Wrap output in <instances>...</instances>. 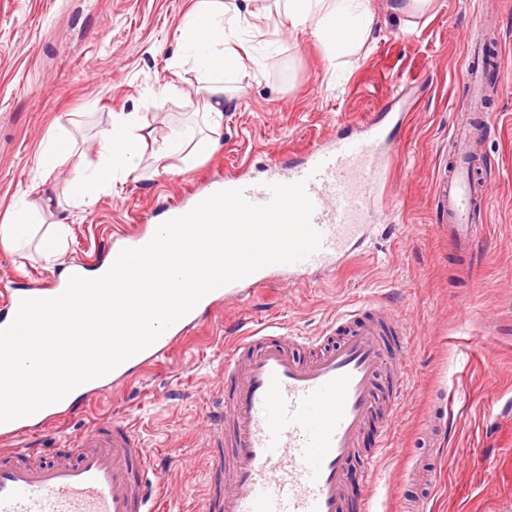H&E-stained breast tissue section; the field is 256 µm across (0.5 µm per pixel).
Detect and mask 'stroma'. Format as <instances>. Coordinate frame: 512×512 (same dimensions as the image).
Listing matches in <instances>:
<instances>
[{"label":"stroma","mask_w":512,"mask_h":512,"mask_svg":"<svg viewBox=\"0 0 512 512\" xmlns=\"http://www.w3.org/2000/svg\"><path fill=\"white\" fill-rule=\"evenodd\" d=\"M196 3L0 0V221L14 201L49 186L55 220L70 226L51 259L39 246L44 224L20 248L0 245V280L24 286L60 277L74 261L94 265L113 244L111 226L160 223L173 202L190 203L224 174L264 176L269 161L299 157L373 113L386 115L393 206L372 229L366 253L340 273L224 303L171 358L53 426L51 436L61 442L124 417L157 457L164 508L194 512L207 468L202 435L233 337L264 321L318 336L336 313L381 300L405 323L413 347L378 470L391 508L420 496L405 473L421 454L439 472L425 512H512V0H431L417 13L370 0L375 26L354 54L336 61L311 30L281 23L274 0H254L265 41L257 48L261 66L225 99L216 149L176 161L170 175H151L152 160L144 158L146 178L78 204L74 174L98 162V133L113 113H140L153 151L177 128L209 135L194 91L197 71L171 66L183 17ZM483 15L491 20L487 43L502 52L505 70L502 84L491 85L473 110L463 44ZM172 82L177 93L162 96ZM467 110L492 126L477 146L478 175L490 195L477 218L486 233L470 258L450 249L433 198L453 124ZM401 113L408 119L399 125ZM51 130L69 139L72 151L44 171L39 156ZM434 397L446 403L448 436L423 450L415 438Z\"/></svg>","instance_id":"obj_1"}]
</instances>
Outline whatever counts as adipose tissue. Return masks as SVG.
<instances>
[{"label":"adipose tissue","mask_w":512,"mask_h":512,"mask_svg":"<svg viewBox=\"0 0 512 512\" xmlns=\"http://www.w3.org/2000/svg\"><path fill=\"white\" fill-rule=\"evenodd\" d=\"M283 16L293 28H308L337 55L355 52L375 22L369 0H284ZM244 18L239 0H198L182 23L174 67L192 60L202 78L196 93L203 103L213 129H220L224 118V70L232 68L237 76L250 74L249 66L228 45L227 28ZM344 36H337V26ZM149 134L139 113H116L112 123L99 133L101 159L76 183L82 203L94 202L117 181L135 174L139 168ZM53 198L43 195L35 200L22 199L10 213L8 223L0 225V241L16 243L27 238L31 220L51 210Z\"/></svg>","instance_id":"obj_1"}]
</instances>
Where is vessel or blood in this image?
Segmentation results:
<instances>
[{"label": "vessel or blood", "instance_id": "b4317fda", "mask_svg": "<svg viewBox=\"0 0 512 512\" xmlns=\"http://www.w3.org/2000/svg\"><path fill=\"white\" fill-rule=\"evenodd\" d=\"M483 30L476 23L466 36V79L477 104L492 75L505 67L502 56H489ZM364 125V134L315 144L296 163H273L267 180L225 178L224 189L243 190L255 204L269 201L268 183L305 182L320 248L302 261L270 265L211 291L84 399H104L140 377L211 321L224 301L318 271L334 274L357 258L370 227L390 208L392 154L384 123L373 115ZM477 137L471 118L458 116L451 163L435 186L448 241L464 253L482 238L485 227L475 215L489 203L472 172ZM65 288L58 279L25 289L1 283L0 328L11 324L23 299L53 298ZM327 332L339 338L327 349L322 337L281 332L271 323L233 340L203 443L213 477L198 512H346L352 462L361 460L366 477L376 474L411 365L407 329L384 303L370 302L337 314ZM77 410L73 402L45 411L38 422L27 416L0 423V512H147L155 460L126 420L71 435L49 451L17 447V440ZM373 424L378 440L364 458L361 439Z\"/></svg>", "mask_w": 512, "mask_h": 512}]
</instances>
